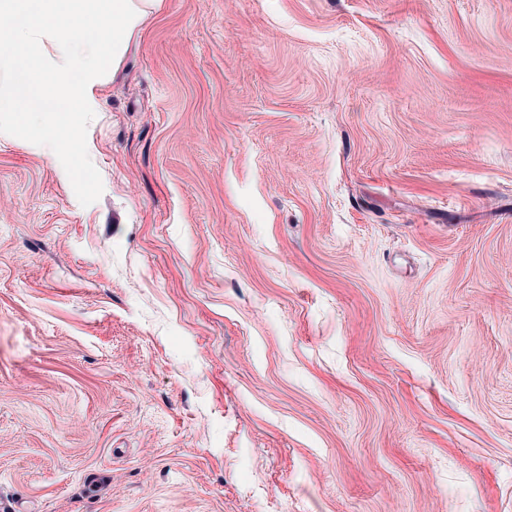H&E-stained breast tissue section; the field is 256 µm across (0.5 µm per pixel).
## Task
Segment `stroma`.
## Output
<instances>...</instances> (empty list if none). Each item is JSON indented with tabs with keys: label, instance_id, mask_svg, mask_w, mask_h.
<instances>
[{
	"label": "stroma",
	"instance_id": "35a3bbf8",
	"mask_svg": "<svg viewBox=\"0 0 512 512\" xmlns=\"http://www.w3.org/2000/svg\"><path fill=\"white\" fill-rule=\"evenodd\" d=\"M87 131L0 133V512H512V0H162Z\"/></svg>",
	"mask_w": 512,
	"mask_h": 512
}]
</instances>
